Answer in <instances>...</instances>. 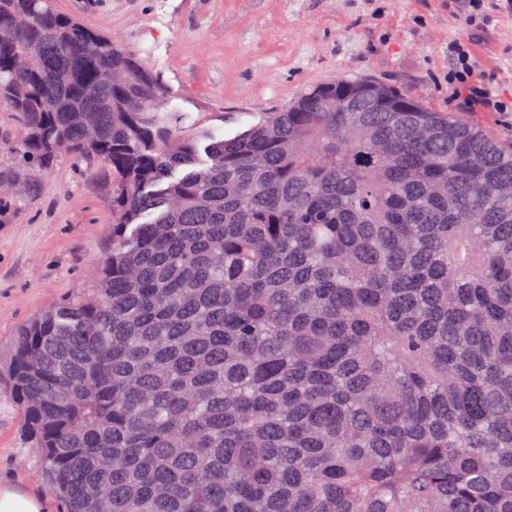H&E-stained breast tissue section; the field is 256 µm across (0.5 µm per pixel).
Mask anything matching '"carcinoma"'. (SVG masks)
I'll use <instances>...</instances> for the list:
<instances>
[{
	"mask_svg": "<svg viewBox=\"0 0 512 512\" xmlns=\"http://www.w3.org/2000/svg\"><path fill=\"white\" fill-rule=\"evenodd\" d=\"M167 101L55 0H0V181L63 150L112 179L93 288L10 362L60 512H512V148L340 77L203 159ZM19 118L7 106L0 105V172L9 171L18 165V156L12 149L16 142Z\"/></svg>",
	"mask_w": 512,
	"mask_h": 512,
	"instance_id": "cac0c4a2",
	"label": "carcinoma"
}]
</instances>
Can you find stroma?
I'll use <instances>...</instances> for the list:
<instances>
[{
    "mask_svg": "<svg viewBox=\"0 0 512 512\" xmlns=\"http://www.w3.org/2000/svg\"><path fill=\"white\" fill-rule=\"evenodd\" d=\"M112 36L167 84L162 117L228 139L341 76H373L429 107L454 109L448 45L467 42L476 78L512 99V9L475 28L461 0H57ZM42 191L0 199V483L47 495L41 455L5 386L17 328L91 287L112 232V188L100 166L68 153Z\"/></svg>",
    "mask_w": 512,
    "mask_h": 512,
    "instance_id": "35a3bbf8",
    "label": "stroma"
}]
</instances>
